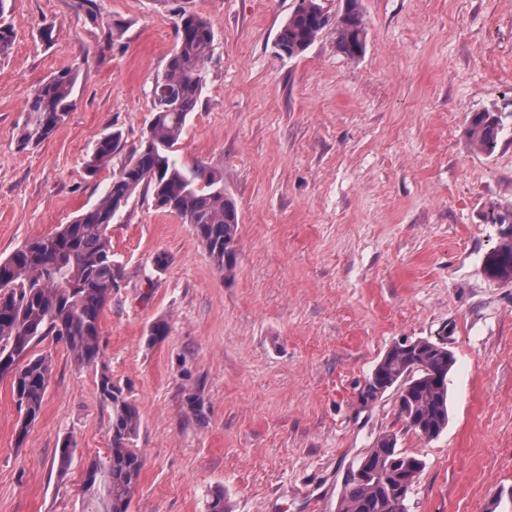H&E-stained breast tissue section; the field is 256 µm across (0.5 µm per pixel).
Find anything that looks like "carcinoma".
<instances>
[{
	"instance_id": "carcinoma-1",
	"label": "carcinoma",
	"mask_w": 512,
	"mask_h": 512,
	"mask_svg": "<svg viewBox=\"0 0 512 512\" xmlns=\"http://www.w3.org/2000/svg\"><path fill=\"white\" fill-rule=\"evenodd\" d=\"M335 27L336 46L358 58L366 45V27L358 0L331 16L324 0H300L275 40L276 55L305 53L324 30ZM214 50L209 21L198 13L182 14L176 45L164 74L150 89L154 116L103 195L70 223L37 237L0 259V379L11 381L20 418L16 431L23 441L39 418L52 374L47 354L34 347L51 336L66 345L75 364L90 366L101 355L100 317L123 267L112 258L110 225L139 191L152 193L154 206L194 226L199 242L225 275L236 267L239 226L236 202L224 187V176L198 164L186 171L172 149L196 111L205 83L204 67ZM76 72L63 68L44 80L28 102V117L19 142L26 148L49 138L75 105ZM500 118L476 112L470 118L472 141L485 153L498 144ZM122 135L112 131L96 144L86 171L94 176L120 152ZM485 272L512 282V227L501 233L487 256ZM454 355L441 340L404 338L394 342L366 378L360 402L367 406L377 392L397 387L399 415L408 429L425 439L448 427V373ZM99 389L112 406V444L107 466L91 463L86 475L104 473V512H130L140 474L141 455L131 448L139 424L137 408L103 373ZM397 438L386 434L352 463L345 474L337 512H407L410 489L423 470L421 459L399 451Z\"/></svg>"
}]
</instances>
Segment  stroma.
<instances>
[{
	"instance_id": "obj_1",
	"label": "stroma",
	"mask_w": 512,
	"mask_h": 512,
	"mask_svg": "<svg viewBox=\"0 0 512 512\" xmlns=\"http://www.w3.org/2000/svg\"><path fill=\"white\" fill-rule=\"evenodd\" d=\"M297 3L6 0L0 259L98 202L120 163L93 177L86 163L110 131L138 143L183 13L206 17L215 42L173 156L223 172L240 224L229 277L193 225L131 198L111 226L124 277L101 316L102 368L41 342L53 371L21 441L0 379V512H99L83 480L111 445L103 368L140 414L131 512H206L219 488L230 512H336L345 472L385 434L424 463L408 512H486L512 489V282L483 270L502 231L487 215L512 211V0H360L361 57L331 29L277 57ZM68 67L73 110L20 148L28 96ZM483 111L503 119L491 154L468 136ZM157 321L169 333L152 342ZM404 336L455 357L448 427L431 441L406 428L396 390L359 403Z\"/></svg>"
}]
</instances>
